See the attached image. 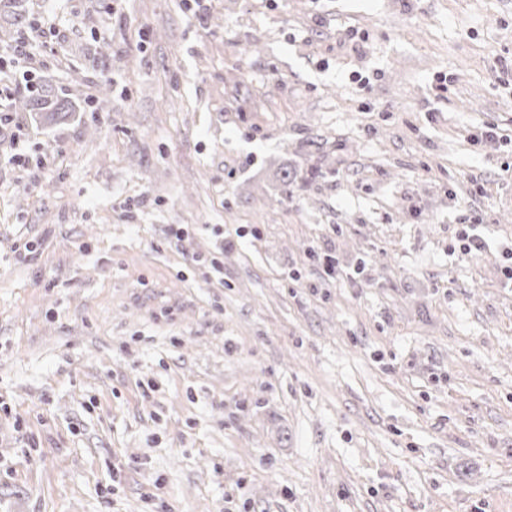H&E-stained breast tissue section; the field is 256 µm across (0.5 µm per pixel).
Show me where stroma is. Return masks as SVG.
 Listing matches in <instances>:
<instances>
[{
  "label": "stroma",
  "instance_id": "1",
  "mask_svg": "<svg viewBox=\"0 0 512 512\" xmlns=\"http://www.w3.org/2000/svg\"><path fill=\"white\" fill-rule=\"evenodd\" d=\"M23 5L0 512H512V0ZM16 108L33 112L47 123L57 122L72 113V100L51 85L40 86L28 95L17 98ZM479 224L467 225V229L459 234L462 244L459 246L461 255L475 256L486 252L488 244L482 234L478 231Z\"/></svg>",
  "mask_w": 512,
  "mask_h": 512
}]
</instances>
